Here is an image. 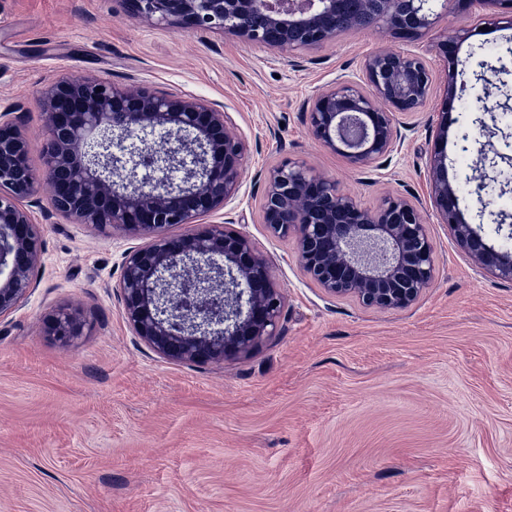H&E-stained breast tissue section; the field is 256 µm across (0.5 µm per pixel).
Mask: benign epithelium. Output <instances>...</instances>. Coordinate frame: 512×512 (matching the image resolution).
Listing matches in <instances>:
<instances>
[{"mask_svg": "<svg viewBox=\"0 0 512 512\" xmlns=\"http://www.w3.org/2000/svg\"><path fill=\"white\" fill-rule=\"evenodd\" d=\"M469 11L498 5L512 15V0H445ZM439 0H122L126 13L192 32L221 31L247 44L278 51L322 46L349 30L383 28L400 42L424 37L440 18ZM471 36L462 27L437 43L448 70L443 129L457 95L455 69L465 65L458 49ZM432 79L423 60L382 48L365 60L363 81L339 79L319 89L304 120L312 137L361 171L389 158L402 132L395 115L413 114L427 102ZM47 140L44 167L29 165L20 117L0 113V318L37 287L35 270L44 240L31 208L38 179L52 192L56 215L75 224L119 229L146 243L123 257L117 296L136 336L179 363H222L249 354L275 335L284 293L254 240L231 224H203L236 197L244 175L245 140L229 113L186 94H157L108 81L61 79L43 95ZM161 127L176 136L138 156L134 166L183 171L178 183L130 176L128 160L112 153V139L134 130ZM461 140L477 145L482 171L474 203L492 204L503 154L485 148L479 134ZM432 199L441 223L481 269L512 280V252L489 243L465 218L459 186L448 181L441 159L433 162ZM262 221L274 238L293 237L306 276L331 298L353 297L366 307L401 310L431 284L435 243L416 203L388 194L374 208L362 206L336 181L298 162L264 174ZM191 225L184 234L169 228ZM64 338L80 322L70 313L49 321Z\"/></svg>", "mask_w": 512, "mask_h": 512, "instance_id": "benign-epithelium-1", "label": "benign epithelium"}]
</instances>
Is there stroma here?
<instances>
[{"label":"stroma","mask_w":512,"mask_h":512,"mask_svg":"<svg viewBox=\"0 0 512 512\" xmlns=\"http://www.w3.org/2000/svg\"><path fill=\"white\" fill-rule=\"evenodd\" d=\"M500 17L497 8L485 13ZM481 12L449 8L421 40L432 76L421 110L398 116L404 139L380 168L352 171L303 119L316 91L361 77L386 46L378 29L284 51L220 32L135 20L120 0H0V110L16 107L29 163L47 137L38 95L60 77L188 94L229 112L247 143L234 202L211 216L267 254L286 301L275 336L221 363L169 361L127 324L116 296L124 233L45 218L39 286L0 321V512H512V281L476 266L437 219L432 160L445 145L449 176L473 165L441 139L448 68L435 51ZM511 29L463 43L465 90L455 111L481 120L512 173V74L499 67ZM498 108L482 112L479 100ZM335 179L365 206L399 194L420 206L436 243L432 284L410 307L376 310L332 298L303 273L294 238L262 222L263 176L286 161ZM469 223L512 250V180L490 213ZM76 311L82 333L63 341L48 320Z\"/></svg>","instance_id":"obj_1"}]
</instances>
